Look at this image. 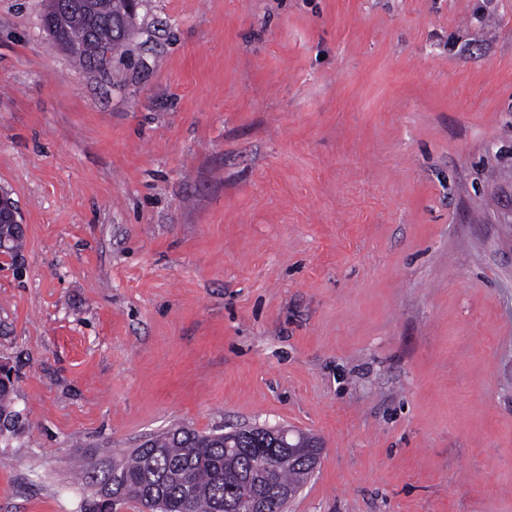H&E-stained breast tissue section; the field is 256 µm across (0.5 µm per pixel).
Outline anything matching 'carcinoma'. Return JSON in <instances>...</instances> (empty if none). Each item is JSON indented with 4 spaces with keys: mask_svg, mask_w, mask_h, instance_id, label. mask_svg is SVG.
Masks as SVG:
<instances>
[{
    "mask_svg": "<svg viewBox=\"0 0 512 512\" xmlns=\"http://www.w3.org/2000/svg\"><path fill=\"white\" fill-rule=\"evenodd\" d=\"M111 6L100 5L96 18L71 13L57 23L51 37L64 50L81 49L76 58L90 71L98 70L101 52L115 55L127 45L128 37L112 28ZM0 233L9 240L3 254L19 257L21 228L6 225ZM13 382L0 381V419L15 423ZM259 448L261 442L245 430L232 433L202 434L184 427H173L145 439L126 457L99 467L91 465L86 478L95 488L88 512H112L118 503L133 501L146 512H227V505L261 491L266 480L281 490H297L309 471L301 457L279 448L267 457L271 468L265 476L256 470V460L224 447Z\"/></svg>",
    "mask_w": 512,
    "mask_h": 512,
    "instance_id": "obj_1",
    "label": "carcinoma"
}]
</instances>
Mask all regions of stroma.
I'll list each match as a JSON object with an SVG mask.
<instances>
[{
    "instance_id": "obj_1",
    "label": "stroma",
    "mask_w": 512,
    "mask_h": 512,
    "mask_svg": "<svg viewBox=\"0 0 512 512\" xmlns=\"http://www.w3.org/2000/svg\"><path fill=\"white\" fill-rule=\"evenodd\" d=\"M0 0V512L174 426L288 427L287 512H512V0H141L90 73ZM4 225L1 227V234L5 235L9 240V245L6 246L5 238L0 239L1 253L6 256H9L12 260V264L14 265L15 260L19 257L22 245H23V234L20 227L7 225V224H18L22 225L18 219V212L12 205V203L4 197V194L0 193V225ZM6 246V247H5ZM6 248V249H5ZM5 249V250H4ZM14 392L12 381H0V420L4 418V426L11 425L12 428H7V433L14 432L15 423V410L13 409L12 395Z\"/></svg>"
}]
</instances>
